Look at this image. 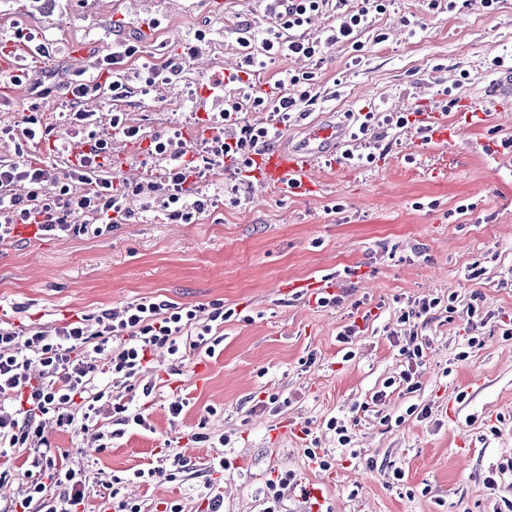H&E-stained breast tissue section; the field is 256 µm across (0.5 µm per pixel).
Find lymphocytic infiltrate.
I'll list each match as a JSON object with an SVG mask.
<instances>
[{"label": "lymphocytic infiltrate", "mask_w": 512, "mask_h": 512, "mask_svg": "<svg viewBox=\"0 0 512 512\" xmlns=\"http://www.w3.org/2000/svg\"><path fill=\"white\" fill-rule=\"evenodd\" d=\"M348 0H270L272 23L253 35L239 37L246 54L238 72L229 82L238 84L239 94L231 108L211 113L213 137L205 140L196 157H188L179 137L156 142V154L164 156L167 167L158 180L135 185H115L105 171L107 143L96 136L98 122L78 103L96 86L83 75L66 84L71 108L67 124L87 133L93 144L71 171L72 180L88 184L85 194L71 193L53 167L35 165L9 156L0 157V241L11 238L18 224H35L46 235L57 238L70 235L100 236L105 227L130 216L129 201L147 198L150 204L168 212L171 219L191 223L204 212L206 198L190 199L189 186L204 170L223 164L225 159L245 161L259 146L272 143L287 124L292 113L311 105L310 89L315 75L282 71L280 87H292V94L276 100L257 95L249 80L252 73L266 68L278 56L321 57L324 45L342 44L352 51H362L357 39L375 15L383 13L385 0H363L361 7L348 8ZM329 14L330 21L321 37L297 35V28L310 23L314 16ZM259 41L261 53L250 52L252 41ZM269 114L266 125L241 121L244 106ZM231 129L233 145H226L222 132ZM71 180V181H72ZM27 184L26 198L16 197L14 188ZM92 215L89 224L72 223L76 214ZM195 309L166 301L141 299L127 306L103 313L95 325L78 319L51 330L34 327L17 330L0 321V447L35 448L39 454L34 465L45 478L33 482L20 507L27 512L31 503H39L45 512H79L86 497L87 477L82 469L56 464L45 436L47 421L63 429H83L102 410L121 415L123 424L147 427L141 412L130 410L121 399H109L95 378L100 369L111 373L113 382L138 375L148 351L166 348L169 355L182 358L178 343L183 331L193 326ZM39 362V376H32V362ZM59 491L58 497L46 498L48 487Z\"/></svg>", "instance_id": "1"}]
</instances>
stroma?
<instances>
[{"label":"stroma","mask_w":512,"mask_h":512,"mask_svg":"<svg viewBox=\"0 0 512 512\" xmlns=\"http://www.w3.org/2000/svg\"><path fill=\"white\" fill-rule=\"evenodd\" d=\"M270 22L264 0H0V59L50 75L56 86L44 103L50 138L0 139V155L20 152L66 171L71 159L60 147L79 136L66 124L65 84L129 40L140 57L117 70L125 97L103 92L85 107L98 114L100 131H109L116 110L140 128L137 141L113 136L106 169L117 184L144 180L155 140L176 135L191 151L203 142L207 112L224 107L211 94L212 74L240 66V28ZM20 29L49 43L50 57L17 55ZM199 32L205 38L184 71L143 94L142 63L180 54ZM358 39L362 52L333 45L319 67L279 58L256 76L270 87L286 69L317 72L318 99L291 116L278 145L302 147L309 124H349L361 112L485 102L494 57L512 55V0L434 10L429 0H389ZM6 73L0 67V128H13L31 85ZM501 106L494 123L458 126L449 147L426 142L413 123L373 122L372 161L322 164V189L312 197L271 193L228 162L200 180L209 206L194 223L134 200L132 215L98 237L0 242V308L20 329L96 317L144 297L196 309L201 325L214 304L232 312L215 353L185 335L184 358L161 348L148 354L123 396L150 429L126 426L104 449L96 436L114 429L111 413L85 430H49L57 458L86 472L85 512H113L117 498L141 512H208L213 496L224 512H264L268 481L286 475L292 483L280 512H308L292 488L298 481L320 488L331 512H507L512 473L495 489L485 485L490 471L512 461V339L502 335L512 319V101ZM233 188L244 205H230ZM475 266L483 270L476 278ZM310 278L334 305L291 291ZM435 297L436 309L415 316L419 301ZM352 324L358 335L339 342ZM417 346L422 358L410 359ZM200 363L208 374L198 383ZM407 369L408 384L400 379ZM147 383L154 390L146 398ZM381 390L386 398L374 401ZM176 395L187 401L177 416L169 410ZM411 405L427 417L407 415ZM337 422L349 445L339 444ZM309 448L328 468L310 462ZM175 457L180 471L171 478ZM33 458L30 448L0 454V512L26 497ZM219 458L224 469L212 470ZM150 468L156 476L132 481ZM397 469L402 479H394Z\"/></svg>","instance_id":"1"}]
</instances>
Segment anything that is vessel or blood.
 <instances>
[{
	"label": "vessel or blood",
	"mask_w": 512,
	"mask_h": 512,
	"mask_svg": "<svg viewBox=\"0 0 512 512\" xmlns=\"http://www.w3.org/2000/svg\"><path fill=\"white\" fill-rule=\"evenodd\" d=\"M490 87L492 97H512V63L496 67ZM418 123L420 129L438 143L452 141L455 135L436 112L419 114ZM349 147V141L336 128L317 126L310 129L304 148L272 147L251 156L252 174L257 182L275 191L313 194L321 189L316 172L323 160L347 152Z\"/></svg>",
	"instance_id": "b4317fda"
}]
</instances>
